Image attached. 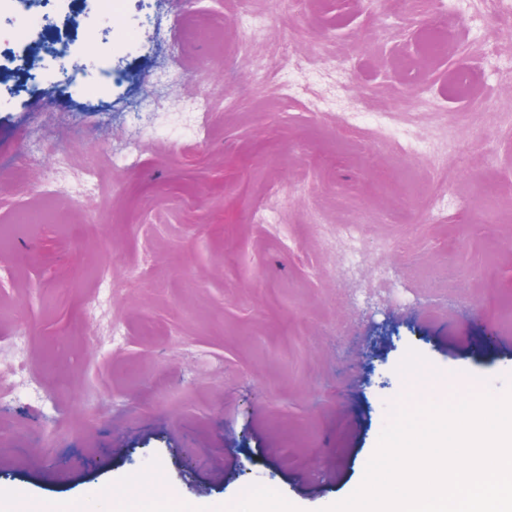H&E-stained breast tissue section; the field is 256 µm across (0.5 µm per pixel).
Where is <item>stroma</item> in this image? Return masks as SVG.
I'll list each match as a JSON object with an SVG mask.
<instances>
[{
  "label": "stroma",
  "instance_id": "1",
  "mask_svg": "<svg viewBox=\"0 0 512 512\" xmlns=\"http://www.w3.org/2000/svg\"><path fill=\"white\" fill-rule=\"evenodd\" d=\"M40 10L20 40L0 0V512H321L397 399L512 387V129L488 122L512 25L476 0ZM51 36L111 49V83L73 84L96 61Z\"/></svg>",
  "mask_w": 512,
  "mask_h": 512
}]
</instances>
